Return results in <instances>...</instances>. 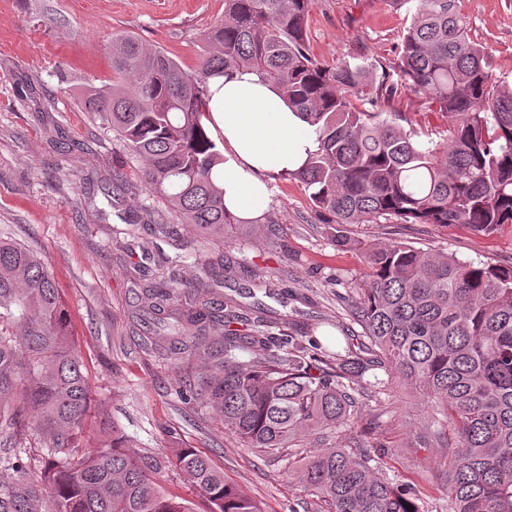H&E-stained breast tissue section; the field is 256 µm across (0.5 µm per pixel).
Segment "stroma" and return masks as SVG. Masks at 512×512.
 <instances>
[{"instance_id":"1","label":"stroma","mask_w":512,"mask_h":512,"mask_svg":"<svg viewBox=\"0 0 512 512\" xmlns=\"http://www.w3.org/2000/svg\"><path fill=\"white\" fill-rule=\"evenodd\" d=\"M418 0H311L310 54L331 65L367 63L381 84L396 63ZM469 35L483 44L493 75L512 86V0H456ZM224 16V0H0V237L37 250L62 290L98 406L141 454H171L186 445L207 454L226 482L260 502L264 512H297L304 493L294 470L274 455L243 447L210 407L177 393L178 378L204 371L203 358L174 360L145 344L132 317L127 264L148 278L175 272L184 284L203 273L191 250L127 224L156 205L134 174L111 127L78 104L86 84L114 80V36L135 35L167 52L188 73L199 69L207 29ZM378 112H403L414 130L444 138L448 117L424 95L379 98ZM121 170L126 183L107 202L97 182ZM271 204L255 234L228 232L204 243L230 261L220 284L242 311L260 303L289 317L296 331L321 317L318 337L335 336L347 321L346 297L366 270L361 248L409 241L464 261L512 265V224L485 236L461 225L347 224L346 245L315 211L299 180L270 178ZM277 225L270 234L268 225ZM428 408L409 389L367 402L344 435L389 450L391 478L421 488L434 503L445 491L420 445Z\"/></svg>"}]
</instances>
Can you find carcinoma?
I'll return each mask as SVG.
<instances>
[{"instance_id": "cac0c4a2", "label": "carcinoma", "mask_w": 512, "mask_h": 512, "mask_svg": "<svg viewBox=\"0 0 512 512\" xmlns=\"http://www.w3.org/2000/svg\"><path fill=\"white\" fill-rule=\"evenodd\" d=\"M310 0H224L195 75L130 34L113 37L118 81L79 94L139 165L145 189L168 208L144 209L153 232L178 235L175 213L196 239L224 240L237 224L212 180L221 161L201 123L209 80L251 69L278 84L318 143L289 173L330 224H462L485 236L512 224V87L487 66L456 0H419L394 71L378 87L394 98L422 93L454 116L447 137L422 139L403 112H370V68L316 61L307 46ZM367 272L347 298L332 350L316 337L271 332L264 309L236 314L231 297L207 299L173 273L138 294L140 326L173 325L151 343L204 355L209 370L180 386L217 410L246 447L299 463L304 512H433L420 489L386 472L382 448L354 437L306 455L307 431L336 438L363 401L407 385L430 404L423 431L446 512H512V266L474 264L411 244L364 248ZM95 413L88 374L48 262L0 238V432L42 441L35 465L21 448L0 455V512H194L154 475L180 469L209 512H262L194 448L146 459L106 419L85 451Z\"/></svg>"}]
</instances>
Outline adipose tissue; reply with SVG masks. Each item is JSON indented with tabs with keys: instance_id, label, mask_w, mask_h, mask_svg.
Returning <instances> with one entry per match:
<instances>
[{
	"instance_id": "adipose-tissue-1",
	"label": "adipose tissue",
	"mask_w": 512,
	"mask_h": 512,
	"mask_svg": "<svg viewBox=\"0 0 512 512\" xmlns=\"http://www.w3.org/2000/svg\"><path fill=\"white\" fill-rule=\"evenodd\" d=\"M205 112L206 130L224 141L213 182L229 213L255 223L270 202L269 176L301 169L315 137L281 89L249 69L211 79Z\"/></svg>"
}]
</instances>
